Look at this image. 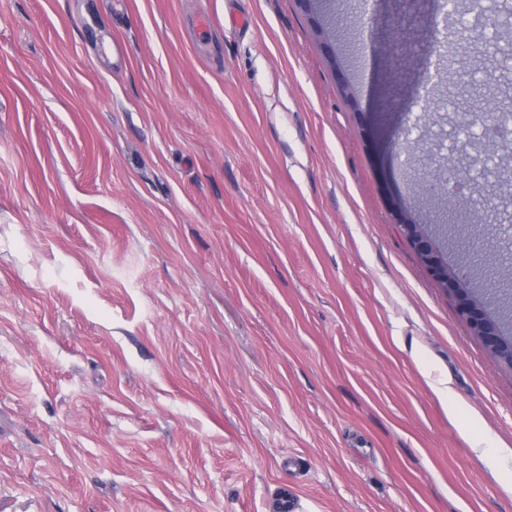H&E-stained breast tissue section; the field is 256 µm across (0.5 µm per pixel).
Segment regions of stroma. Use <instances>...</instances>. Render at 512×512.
<instances>
[{"mask_svg":"<svg viewBox=\"0 0 512 512\" xmlns=\"http://www.w3.org/2000/svg\"><path fill=\"white\" fill-rule=\"evenodd\" d=\"M435 10L0 0V512H512V367L389 194L493 147Z\"/></svg>","mask_w":512,"mask_h":512,"instance_id":"obj_1","label":"stroma"}]
</instances>
